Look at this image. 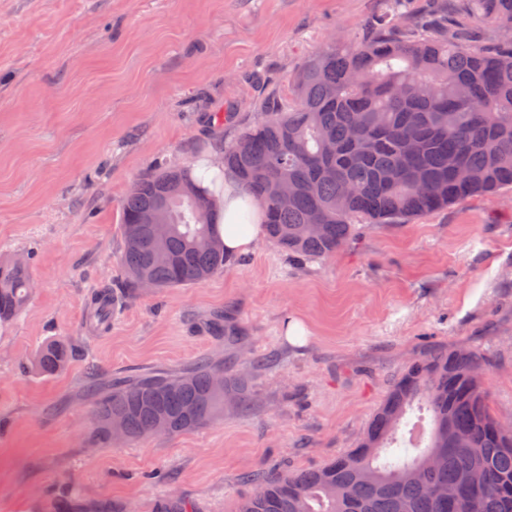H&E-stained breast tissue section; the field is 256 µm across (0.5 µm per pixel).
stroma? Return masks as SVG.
I'll return each instance as SVG.
<instances>
[{
    "label": "stroma",
    "instance_id": "1",
    "mask_svg": "<svg viewBox=\"0 0 512 512\" xmlns=\"http://www.w3.org/2000/svg\"><path fill=\"white\" fill-rule=\"evenodd\" d=\"M387 0H0V261L24 260L27 307L0 323V512L65 488L84 504L234 512L250 472L317 469L355 447L407 365L438 348L486 361L493 414L512 424V191L402 224H361L335 255L288 258L266 235L207 281L126 295L122 204L162 166L208 162L293 99L290 76L329 40L350 45ZM451 21L496 50L468 0H403L400 25ZM245 332L228 348L210 323ZM307 330L300 342L287 322ZM55 337L52 376L20 363ZM208 357L246 375L248 412L135 441L94 435L91 379L176 372Z\"/></svg>",
    "mask_w": 512,
    "mask_h": 512
}]
</instances>
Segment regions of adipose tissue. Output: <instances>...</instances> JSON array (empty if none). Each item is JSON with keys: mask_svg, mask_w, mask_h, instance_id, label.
I'll return each instance as SVG.
<instances>
[{"mask_svg": "<svg viewBox=\"0 0 512 512\" xmlns=\"http://www.w3.org/2000/svg\"><path fill=\"white\" fill-rule=\"evenodd\" d=\"M264 219L261 206L241 190L232 176H225L216 217L225 255L234 257L251 252Z\"/></svg>", "mask_w": 512, "mask_h": 512, "instance_id": "adipose-tissue-1", "label": "adipose tissue"}]
</instances>
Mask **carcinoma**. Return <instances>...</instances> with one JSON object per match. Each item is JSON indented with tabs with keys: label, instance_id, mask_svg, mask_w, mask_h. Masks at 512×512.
Segmentation results:
<instances>
[{
	"label": "carcinoma",
	"instance_id": "1",
	"mask_svg": "<svg viewBox=\"0 0 512 512\" xmlns=\"http://www.w3.org/2000/svg\"><path fill=\"white\" fill-rule=\"evenodd\" d=\"M372 23L350 47L334 44L306 60L293 78L295 101L273 109L237 141L224 146V172L266 212L265 232L299 261L339 251L359 224H401L474 196L512 190V40L495 51L458 43L450 26L407 36L399 7ZM481 14L512 27V0H477ZM292 188L279 204L275 185ZM171 180L190 187L168 199L165 235L158 240L145 212ZM212 198L186 169L161 167L138 178L121 212L124 281L140 289L196 285L224 268ZM322 229H306L312 216ZM25 262H0V321L18 315L30 298ZM100 315L119 302L117 291L96 295ZM74 348L53 339L34 355L32 370L65 369ZM485 364L471 349H433L397 379L369 421L357 447L321 468L292 474H254L257 491L235 512H512V428L491 412L482 380ZM97 434L119 419L125 438L152 432L162 419L168 433L193 430L251 404L246 378L207 358L175 373L124 380L90 391ZM432 415L428 444L412 438L411 413ZM427 454L440 465L427 470ZM469 471L483 481L453 501L435 486H457ZM51 512H115L85 506L69 495Z\"/></svg>",
	"mask_w": 512,
	"mask_h": 512
}]
</instances>
